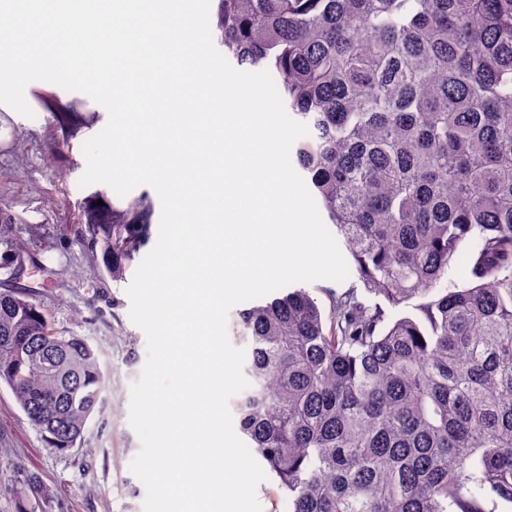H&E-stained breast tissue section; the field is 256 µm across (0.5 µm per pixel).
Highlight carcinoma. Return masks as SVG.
I'll use <instances>...</instances> for the list:
<instances>
[{
  "mask_svg": "<svg viewBox=\"0 0 512 512\" xmlns=\"http://www.w3.org/2000/svg\"><path fill=\"white\" fill-rule=\"evenodd\" d=\"M214 25L308 125L297 165L364 290L329 293L327 317L304 288L236 312L249 447L291 512L512 503V0H216ZM40 101L59 123L92 122ZM99 200L83 204L84 237L119 279L153 237V206ZM28 257L1 219L0 271ZM0 383L62 451L106 376L86 338L5 288ZM35 395L52 407L32 409ZM19 484L23 501L51 493L34 473Z\"/></svg>",
  "mask_w": 512,
  "mask_h": 512,
  "instance_id": "1",
  "label": "carcinoma"
}]
</instances>
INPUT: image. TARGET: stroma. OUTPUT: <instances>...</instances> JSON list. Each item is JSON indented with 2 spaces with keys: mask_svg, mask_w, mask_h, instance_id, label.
Segmentation results:
<instances>
[{
  "mask_svg": "<svg viewBox=\"0 0 512 512\" xmlns=\"http://www.w3.org/2000/svg\"><path fill=\"white\" fill-rule=\"evenodd\" d=\"M37 91L34 83L25 89L33 118L0 104V212L11 214L21 238H34L40 250L21 287L32 290L57 330L88 339L107 385L81 442L59 451L0 384V512H19L15 482L26 471L51 490L49 498L29 501L33 512H144L146 489L129 469L140 442L128 415L146 337L129 318L128 280H112L80 226L88 197L115 193L103 184L80 186L91 133L82 129L69 145H54L53 118Z\"/></svg>",
  "mask_w": 512,
  "mask_h": 512,
  "instance_id": "obj_1",
  "label": "stroma"
}]
</instances>
